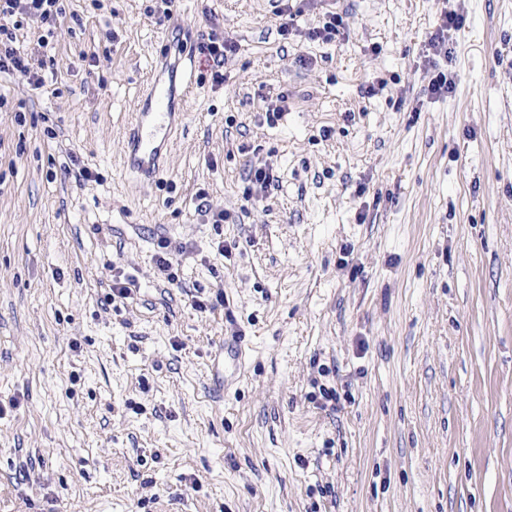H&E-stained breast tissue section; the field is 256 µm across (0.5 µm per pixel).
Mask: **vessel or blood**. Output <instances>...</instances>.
I'll use <instances>...</instances> for the list:
<instances>
[{"label":"vessel or blood","instance_id":"b4317fda","mask_svg":"<svg viewBox=\"0 0 512 512\" xmlns=\"http://www.w3.org/2000/svg\"><path fill=\"white\" fill-rule=\"evenodd\" d=\"M194 88L192 73H185L181 88L152 82L148 102L137 112L128 143L127 163L141 177H152L159 168L162 149L175 128L176 99L189 97Z\"/></svg>","mask_w":512,"mask_h":512}]
</instances>
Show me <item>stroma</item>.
Segmentation results:
<instances>
[{
  "mask_svg": "<svg viewBox=\"0 0 512 512\" xmlns=\"http://www.w3.org/2000/svg\"><path fill=\"white\" fill-rule=\"evenodd\" d=\"M63 6L49 93L0 74V512H512V0H293L285 38L277 0ZM189 62L140 178L134 114ZM464 18L462 15L452 11L442 12L440 15V23L437 26L436 32L432 34L429 40V49L432 51L433 56L448 57L451 53V48H448V31L458 30L463 25ZM198 50L209 63L213 80L216 83H223L224 60L228 57V54H233L236 51L235 42L231 38L224 37V32L219 35L212 30L211 33H208L207 38L203 37L201 39Z\"/></svg>",
  "mask_w": 512,
  "mask_h": 512,
  "instance_id": "obj_1",
  "label": "stroma"
}]
</instances>
